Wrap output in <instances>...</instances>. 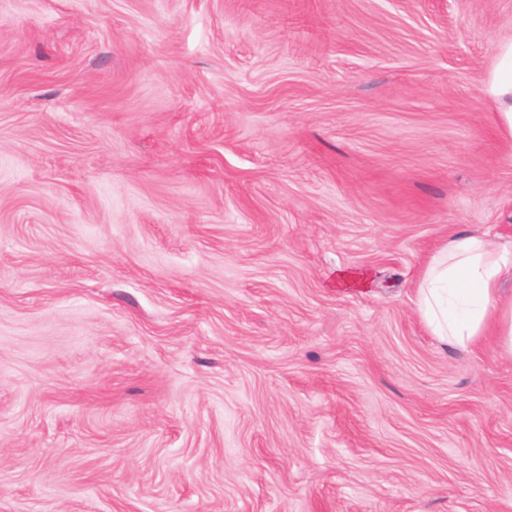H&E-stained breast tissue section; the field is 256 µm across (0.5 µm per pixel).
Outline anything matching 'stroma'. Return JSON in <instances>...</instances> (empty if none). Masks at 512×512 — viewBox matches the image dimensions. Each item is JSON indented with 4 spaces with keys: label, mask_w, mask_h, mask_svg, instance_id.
I'll list each match as a JSON object with an SVG mask.
<instances>
[{
    "label": "stroma",
    "mask_w": 512,
    "mask_h": 512,
    "mask_svg": "<svg viewBox=\"0 0 512 512\" xmlns=\"http://www.w3.org/2000/svg\"><path fill=\"white\" fill-rule=\"evenodd\" d=\"M511 39L512 0H0V512H512V358L417 307L454 233L512 243ZM492 91L501 104L502 128L512 136V42L500 48L499 62L492 76Z\"/></svg>",
    "instance_id": "1"
}]
</instances>
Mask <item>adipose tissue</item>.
Masks as SVG:
<instances>
[{"label":"adipose tissue","instance_id":"adipose-tissue-1","mask_svg":"<svg viewBox=\"0 0 512 512\" xmlns=\"http://www.w3.org/2000/svg\"><path fill=\"white\" fill-rule=\"evenodd\" d=\"M501 125L512 135V43L501 47L492 76ZM512 245L489 233H461L435 255L418 288L419 311L440 343L465 348L493 338L512 357Z\"/></svg>","mask_w":512,"mask_h":512}]
</instances>
